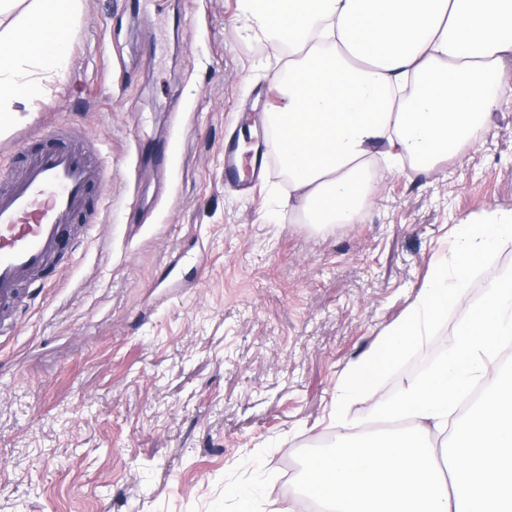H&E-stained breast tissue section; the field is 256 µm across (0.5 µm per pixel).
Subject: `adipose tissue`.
Returning a JSON list of instances; mask_svg holds the SVG:
<instances>
[{"label":"adipose tissue","mask_w":512,"mask_h":512,"mask_svg":"<svg viewBox=\"0 0 512 512\" xmlns=\"http://www.w3.org/2000/svg\"><path fill=\"white\" fill-rule=\"evenodd\" d=\"M237 2L247 31L288 54L267 115L292 184L285 220L360 223L370 163L432 170L512 98L501 76L512 0ZM80 10L81 0H0V116L41 98L30 69L64 70Z\"/></svg>","instance_id":"1"}]
</instances>
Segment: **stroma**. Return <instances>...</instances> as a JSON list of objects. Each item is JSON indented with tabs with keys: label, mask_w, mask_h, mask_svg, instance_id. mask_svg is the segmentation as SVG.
<instances>
[{
	"label": "stroma",
	"mask_w": 512,
	"mask_h": 512,
	"mask_svg": "<svg viewBox=\"0 0 512 512\" xmlns=\"http://www.w3.org/2000/svg\"><path fill=\"white\" fill-rule=\"evenodd\" d=\"M237 0H82L67 65L0 134L69 124L109 194L0 333V512L299 508L297 452L334 440L336 387L416 300L456 224L512 211V100L427 174L378 180L362 223L282 220L272 139L251 147L285 57L244 38ZM262 169V159H256L254 163L244 161L238 152L235 141L224 143V184L249 190L255 183Z\"/></svg>",
	"instance_id": "1"
}]
</instances>
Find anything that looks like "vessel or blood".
I'll use <instances>...</instances> for the list:
<instances>
[{
  "label": "vessel or blood",
  "mask_w": 512,
  "mask_h": 512,
  "mask_svg": "<svg viewBox=\"0 0 512 512\" xmlns=\"http://www.w3.org/2000/svg\"><path fill=\"white\" fill-rule=\"evenodd\" d=\"M54 139L28 154L22 171L0 190V318L6 320L21 284L50 273L71 241V224L95 212L91 193H108L106 184H94L93 162L74 132L59 131ZM261 169V162L241 158L235 142L225 143L226 184L249 190Z\"/></svg>",
  "instance_id": "vessel-or-blood-1"
}]
</instances>
